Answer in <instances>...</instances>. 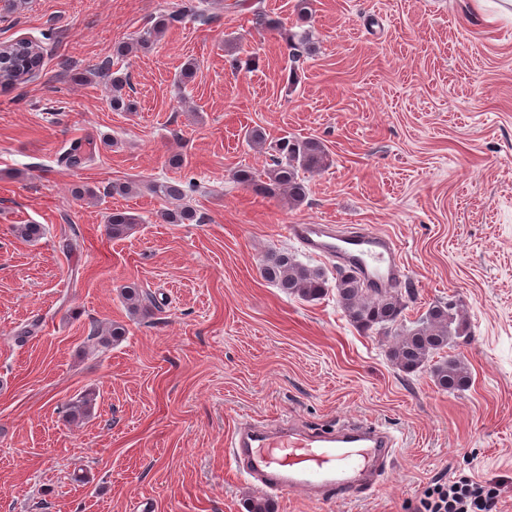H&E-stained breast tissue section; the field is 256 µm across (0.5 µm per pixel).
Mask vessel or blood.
I'll use <instances>...</instances> for the list:
<instances>
[{
    "mask_svg": "<svg viewBox=\"0 0 512 512\" xmlns=\"http://www.w3.org/2000/svg\"><path fill=\"white\" fill-rule=\"evenodd\" d=\"M290 238L310 254L358 271L371 287H398L405 275L394 239L372 227L336 229L332 224H291ZM249 477L264 490L303 493L316 502L346 503L385 474L396 451L393 436L371 421L348 422L321 432L299 433L287 424L235 428L227 442Z\"/></svg>",
    "mask_w": 512,
    "mask_h": 512,
    "instance_id": "1",
    "label": "vessel or blood"
}]
</instances>
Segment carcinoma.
<instances>
[{
  "mask_svg": "<svg viewBox=\"0 0 512 512\" xmlns=\"http://www.w3.org/2000/svg\"><path fill=\"white\" fill-rule=\"evenodd\" d=\"M182 13L170 14L147 28L134 39L130 48H148L172 23L179 21ZM289 60L293 64L289 78L296 79L301 58L310 55L314 48L304 33H292L288 37ZM5 62L0 65V84L5 86L24 82V77L34 73L43 64V54L39 46L29 41H17L0 48ZM112 62L107 59L93 71L97 76L110 78L112 109L118 111L129 108L122 94L127 80L122 76H112ZM90 143L77 139L70 143L58 157V163L65 169H75L91 161ZM330 164L329 153L324 144L316 138L284 141L279 145L278 155L272 157L260 172L250 168H240L233 173V180L242 187L266 197L283 196L291 205L302 204L307 197V185L303 174L315 173ZM150 192L166 200L181 201L186 189L179 181L155 183ZM137 218L121 210H115L108 218V232L114 239H120L132 230ZM260 275L266 281L289 295L305 300L318 299L327 292V279L319 268H311L296 261L286 252L275 251L264 258ZM336 300L345 315L364 330L379 328L396 338L389 351L390 360L402 371L413 373L423 368L433 355L450 347L454 339L462 336L461 326L455 322L449 304H435L416 321V326L407 328L402 324L405 303L398 292L381 291L369 287L354 270L336 268ZM122 296L131 312L149 316L154 304L149 294L135 286L123 288ZM116 339L124 335V328L118 324L108 330L92 327L86 337L88 344H100L103 336ZM430 374L436 387L448 392L467 388L469 374L464 362L455 355H448L430 367ZM93 405L89 394L81 397L66 411V416L74 421L88 416Z\"/></svg>",
  "mask_w": 512,
  "mask_h": 512,
  "instance_id": "1",
  "label": "carcinoma"
}]
</instances>
